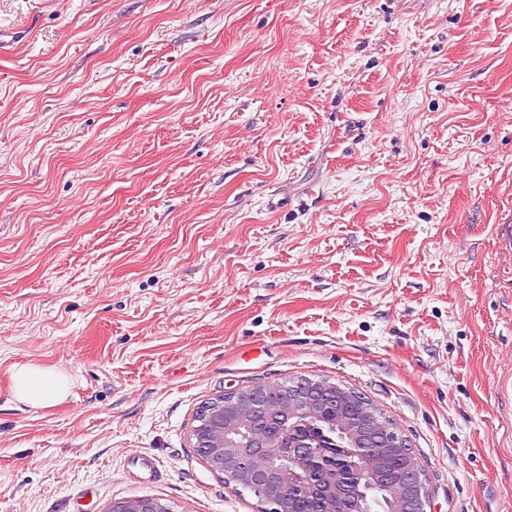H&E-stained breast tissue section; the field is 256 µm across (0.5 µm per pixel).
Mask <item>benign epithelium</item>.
<instances>
[{"label":"benign epithelium","mask_w":512,"mask_h":512,"mask_svg":"<svg viewBox=\"0 0 512 512\" xmlns=\"http://www.w3.org/2000/svg\"><path fill=\"white\" fill-rule=\"evenodd\" d=\"M207 431L193 435L194 447L209 467L237 487L263 491V512H289L288 489L320 493L341 512H364L362 486L379 481L391 512H418L427 496L424 472L405 437L386 434L372 414L353 420L349 392L306 377L271 397L267 384L227 391L205 405ZM376 449L404 459L403 470L388 480L381 473L357 471L351 458ZM112 512H170L158 498L112 503Z\"/></svg>","instance_id":"obj_1"}]
</instances>
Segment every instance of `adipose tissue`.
Segmentation results:
<instances>
[{"mask_svg": "<svg viewBox=\"0 0 512 512\" xmlns=\"http://www.w3.org/2000/svg\"><path fill=\"white\" fill-rule=\"evenodd\" d=\"M72 384L61 370L18 363L12 374L14 398L31 408H43L63 401Z\"/></svg>", "mask_w": 512, "mask_h": 512, "instance_id": "1", "label": "adipose tissue"}]
</instances>
